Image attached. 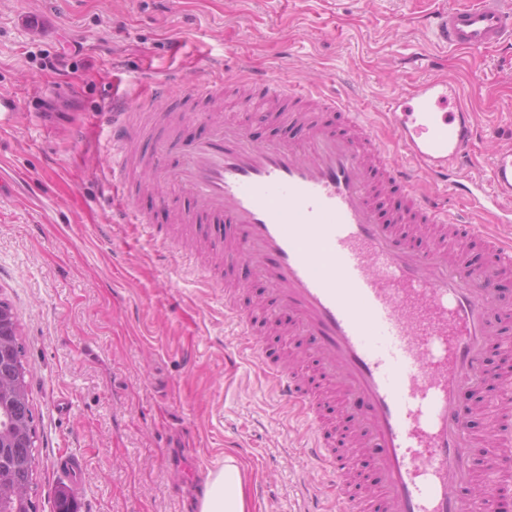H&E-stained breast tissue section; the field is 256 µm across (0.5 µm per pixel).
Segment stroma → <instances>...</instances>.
<instances>
[{"instance_id": "35a3bbf8", "label": "stroma", "mask_w": 512, "mask_h": 512, "mask_svg": "<svg viewBox=\"0 0 512 512\" xmlns=\"http://www.w3.org/2000/svg\"><path fill=\"white\" fill-rule=\"evenodd\" d=\"M448 0H0V96L16 110L0 128V300L19 324L38 436L33 500L56 512H196L207 474L233 454L247 466L257 512H303L306 491L327 485L302 453L307 423L278 398L260 359L243 352L224 318V284L280 355L307 362L305 337L265 285L240 265L207 280L224 254L223 226L176 217L148 191L131 199L163 249L137 225L112 228L108 176L113 97L137 104L153 83L183 88L222 72L309 83L347 104L328 123L348 132L353 113L380 134L385 102L436 71L462 84L483 128L474 167L512 124V45L473 53L435 46L425 16ZM81 54L71 73L45 55ZM166 121L142 116V155L155 141L205 137L209 101L193 111L156 102ZM257 143L301 138L271 113L227 108Z\"/></svg>"}]
</instances>
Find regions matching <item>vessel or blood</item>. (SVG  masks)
<instances>
[{
	"label": "vessel or blood",
	"mask_w": 512,
	"mask_h": 512,
	"mask_svg": "<svg viewBox=\"0 0 512 512\" xmlns=\"http://www.w3.org/2000/svg\"><path fill=\"white\" fill-rule=\"evenodd\" d=\"M439 47L477 52L512 44V0H472L435 10L426 24ZM268 95L291 101L335 96L303 84L264 79ZM131 111L113 107L109 183L126 184L135 154ZM276 121L304 129V140L256 144L242 124L213 123L210 137L179 143L183 161L172 192L191 196L185 223L208 216L231 225L235 248L224 262L242 264L293 316L292 335L312 342L315 366L340 390L348 423L345 447L335 448L321 418L322 399L307 390L293 362L267 361L282 400L307 420V460L328 476L335 512H512V502L468 493L476 483L469 435L470 391L488 377L490 336L512 308L498 304L501 280L512 271V242L488 225L449 220L433 188L473 212L512 223V133L501 134L488 170L472 169L477 114L460 82L434 74L386 103L392 141L357 122V135L334 132L315 112H278ZM401 161H393L392 150ZM397 189L402 209L383 215L384 185ZM169 192V193H172ZM169 193L156 194L166 205ZM435 235L415 245V225ZM481 244L492 256L483 267L464 251ZM233 321L257 357L266 347L251 317L233 300ZM497 400L504 412L488 443L491 470L512 473V381ZM378 474L372 489L356 485L360 461Z\"/></svg>",
	"instance_id": "obj_1"
}]
</instances>
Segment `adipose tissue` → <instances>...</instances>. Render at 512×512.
Instances as JSON below:
<instances>
[{"instance_id":"obj_1","label":"adipose tissue","mask_w":512,"mask_h":512,"mask_svg":"<svg viewBox=\"0 0 512 512\" xmlns=\"http://www.w3.org/2000/svg\"><path fill=\"white\" fill-rule=\"evenodd\" d=\"M198 512H253L246 491L245 467L233 455H225L222 468L211 472Z\"/></svg>"}]
</instances>
